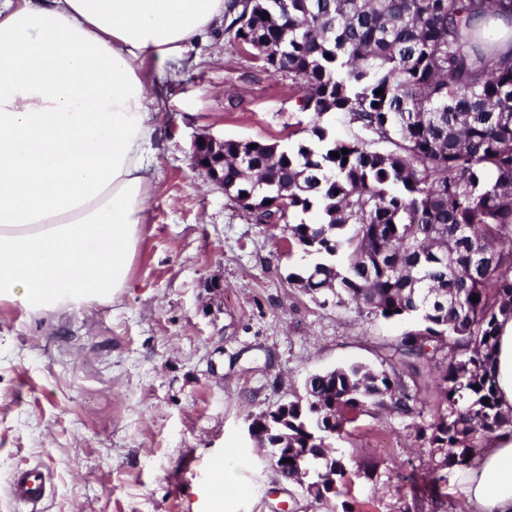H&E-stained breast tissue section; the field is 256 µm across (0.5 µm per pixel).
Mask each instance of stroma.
<instances>
[{
  "label": "stroma",
  "instance_id": "obj_1",
  "mask_svg": "<svg viewBox=\"0 0 512 512\" xmlns=\"http://www.w3.org/2000/svg\"><path fill=\"white\" fill-rule=\"evenodd\" d=\"M159 98L131 288L72 313L0 305V512H17L12 473L37 465L52 475L43 512H408L402 477L430 467L415 427L440 401L433 370L411 384L413 414L372 408L333 439L343 497L282 481L249 434L314 374L384 369L407 329L297 288L288 276L311 259L288 250L287 225L256 223L193 165L205 134L308 141L296 89L232 48L219 23L166 69ZM232 455L241 489L215 498L214 470Z\"/></svg>",
  "mask_w": 512,
  "mask_h": 512
}]
</instances>
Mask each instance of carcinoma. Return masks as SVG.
<instances>
[{"instance_id": "cac0c4a2", "label": "carcinoma", "mask_w": 512, "mask_h": 512, "mask_svg": "<svg viewBox=\"0 0 512 512\" xmlns=\"http://www.w3.org/2000/svg\"><path fill=\"white\" fill-rule=\"evenodd\" d=\"M224 34L288 76L312 114L308 144L224 141V193L317 258L289 275L298 287L414 321L389 368L310 377L269 411L260 447L297 449L280 477L331 470L325 495L341 496L330 439L370 408L414 412L405 376L434 364L440 403L421 437L434 469L466 466L477 440L512 424L489 371L499 318L512 317V0H228ZM328 112L350 114L364 136L332 137ZM403 480L413 501L437 498L429 475Z\"/></svg>"}]
</instances>
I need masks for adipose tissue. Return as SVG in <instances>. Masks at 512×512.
Listing matches in <instances>:
<instances>
[{
  "label": "adipose tissue",
  "instance_id": "obj_1",
  "mask_svg": "<svg viewBox=\"0 0 512 512\" xmlns=\"http://www.w3.org/2000/svg\"><path fill=\"white\" fill-rule=\"evenodd\" d=\"M226 0H0V303L74 312L130 286L155 187L153 89ZM492 375L512 408V318ZM512 512V428L461 473Z\"/></svg>",
  "mask_w": 512,
  "mask_h": 512
}]
</instances>
